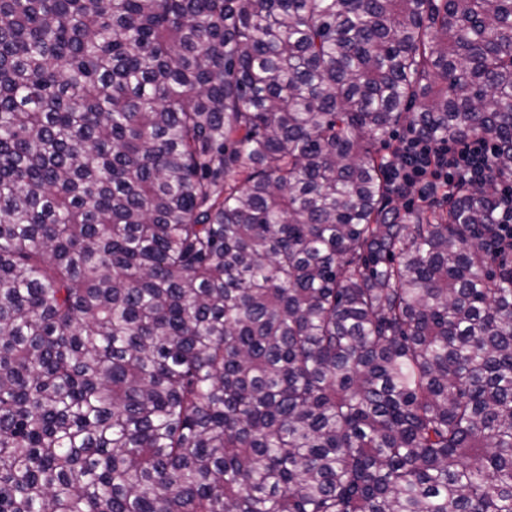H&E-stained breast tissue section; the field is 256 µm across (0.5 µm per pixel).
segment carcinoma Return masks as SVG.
Wrapping results in <instances>:
<instances>
[{"label": "carcinoma", "mask_w": 512, "mask_h": 512, "mask_svg": "<svg viewBox=\"0 0 512 512\" xmlns=\"http://www.w3.org/2000/svg\"><path fill=\"white\" fill-rule=\"evenodd\" d=\"M509 177L512 0H0V512H512ZM408 133L407 126L402 124L378 144L381 152L391 157L392 148L400 139L389 170V179L395 189L418 187L425 198L438 183L448 186L464 179L482 184L490 175L493 149L487 140L434 141ZM499 195L502 203V215L499 224L502 225L503 237L512 242V179L499 184ZM443 191H439L437 195H435L430 203H419L417 202V195L414 189L407 190L403 195L393 194L391 195V205L397 206L401 213L412 212L420 205L430 204L434 207H439L440 205H446L445 200L442 198ZM415 200L414 202L412 200Z\"/></svg>", "instance_id": "cac0c4a2"}]
</instances>
